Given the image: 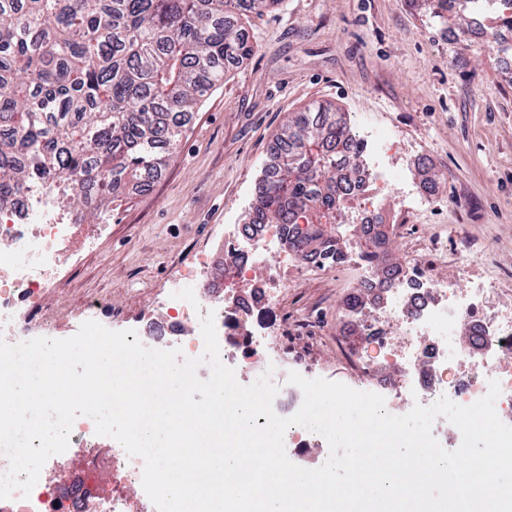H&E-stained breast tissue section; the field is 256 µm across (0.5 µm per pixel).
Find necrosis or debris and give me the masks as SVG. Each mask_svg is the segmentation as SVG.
Here are the masks:
<instances>
[{
    "instance_id": "necrosis-or-debris-1",
    "label": "necrosis or debris",
    "mask_w": 512,
    "mask_h": 512,
    "mask_svg": "<svg viewBox=\"0 0 512 512\" xmlns=\"http://www.w3.org/2000/svg\"><path fill=\"white\" fill-rule=\"evenodd\" d=\"M355 139L360 147L350 168L355 212L332 238L344 262L361 268L336 305L347 325L336 348L354 367L358 390L383 396L387 411L399 416L443 396L472 404L495 381L501 389L496 412L512 425V308L493 306L483 291L433 272L437 244L420 247L402 230L385 239L380 258L385 274L368 270L365 243L381 221L374 200L380 190H399L405 170L391 161L392 130L367 126ZM58 196L57 182L46 179L0 206V340L7 343L20 341L26 330L21 310L43 306L46 284L69 259L68 244L78 226L59 217ZM280 233L276 224L237 226L227 245L235 259L224 279L210 278L211 261L199 255L194 274L176 276L168 285L165 320L140 322L135 331L146 347L177 349L182 359H193L204 352L201 319L213 316L221 363L244 386L270 374L279 388L273 409L289 417L301 407L303 392L279 367L275 347L313 341L315 327L305 321L289 330L287 318L277 313L278 302L296 285L290 267L307 273L324 262L315 255L273 252ZM284 439L295 457L314 467L330 457L327 441L305 427H290ZM76 457L84 460V473L72 468ZM48 464L57 470L58 483L40 480L29 496L0 499V512H157L147 494L133 501L124 494L128 486H141L144 459L128 455L115 439H101L91 418L75 420L67 450ZM101 469L112 474L111 490L95 480Z\"/></svg>"
}]
</instances>
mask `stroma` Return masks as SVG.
<instances>
[{"label":"stroma","mask_w":512,"mask_h":512,"mask_svg":"<svg viewBox=\"0 0 512 512\" xmlns=\"http://www.w3.org/2000/svg\"><path fill=\"white\" fill-rule=\"evenodd\" d=\"M471 18L465 10L437 23L426 0H281L250 16L253 53L193 113L150 189L83 215L95 239H73L50 290L56 336L78 332L92 298L104 299L96 320L113 331L165 318L168 281L198 253L221 272L225 226L245 223L276 135L314 102L346 112L352 130L375 122L396 132L409 181L435 184L419 219L429 234L473 251L512 235V70L495 48L460 41ZM350 273L326 266L280 306L319 318L324 355L311 362L312 377L346 380L333 340Z\"/></svg>","instance_id":"obj_1"}]
</instances>
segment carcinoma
<instances>
[{
    "mask_svg": "<svg viewBox=\"0 0 512 512\" xmlns=\"http://www.w3.org/2000/svg\"><path fill=\"white\" fill-rule=\"evenodd\" d=\"M277 0H0V203L56 178L60 204L96 208L150 186L186 118L251 55L242 19ZM344 114L288 117L256 184L250 223L281 224L293 252L341 223ZM378 228L366 254L379 258Z\"/></svg>",
    "mask_w": 512,
    "mask_h": 512,
    "instance_id": "1",
    "label": "carcinoma"
}]
</instances>
